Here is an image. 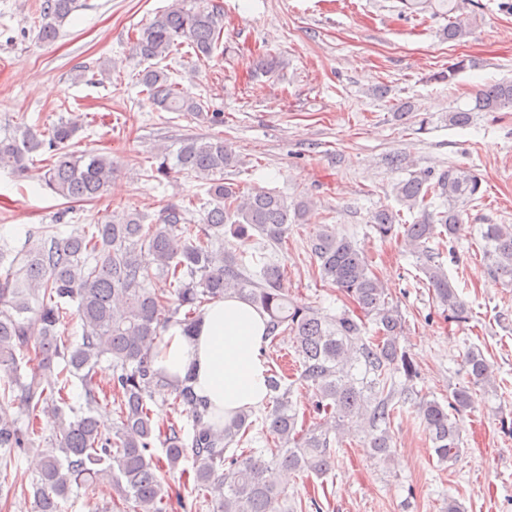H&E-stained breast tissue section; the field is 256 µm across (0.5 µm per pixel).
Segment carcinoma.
I'll return each instance as SVG.
<instances>
[{"label":"carcinoma","mask_w":512,"mask_h":512,"mask_svg":"<svg viewBox=\"0 0 512 512\" xmlns=\"http://www.w3.org/2000/svg\"><path fill=\"white\" fill-rule=\"evenodd\" d=\"M461 0H403L412 12L430 10L448 16L444 34L459 41L471 34L470 19L460 13ZM78 7V0H45L38 37L53 42L60 26ZM222 6L209 0L186 8L173 0L130 42L132 56L148 63L138 73L148 101L165 112H187L213 124L224 123V113H207L201 99L179 88L155 61L186 46L200 60L211 58L220 39L217 18ZM512 107V80L504 79L479 91L470 109L448 112V125L464 127L475 112ZM81 117L45 126H21L0 138V168L17 179L29 177L32 155L45 150L50 159L42 181L52 194L70 203L100 199L112 181V156L79 153L72 139ZM157 164L152 177L169 178L176 171L208 186L209 207L200 220L183 203L165 205L157 221L146 223L133 210L67 236L55 226L28 233L24 246L14 249L0 235V458L7 460L32 448L41 449L38 479L33 483L34 512H61L60 502L73 487L108 480L123 501L136 512H288L286 487L280 476H326L336 460L332 434L356 427L379 459L392 453L391 424L402 394L418 377L410 355L399 345L404 321L386 299L358 243L337 237L323 226L309 236L314 273L329 289H336L360 314L342 310L330 315L292 301L283 286L284 270L264 263L252 270L245 257L224 248V227L242 236L257 232L281 247L289 226L304 224L311 203L302 197L288 201L275 191L247 192L224 181V171L239 159L222 137L188 136L176 152L166 146L152 153ZM482 183L466 168L450 166L435 174L412 172L394 187L401 206L420 218L400 222V212L382 208L371 218L382 240L398 238L415 254L432 298L448 312V319L466 324L472 308L458 294L436 261L440 249L455 242L462 228L463 208L477 200ZM443 200V210L432 199ZM483 262L488 276L512 286V224H489L482 232ZM436 246H431V243ZM151 257V265L143 262ZM168 283L151 288L150 279ZM226 296L243 299L267 316L266 337L275 344L289 336L299 357L297 381L314 391L315 413L323 419L313 425L300 421L290 399L285 376L272 370L268 377L275 408L261 415L240 411L222 428L205 421L207 410L197 398L190 378L168 386L167 399L152 408L153 393L163 380L153 368L161 332L173 324L189 332L201 319L203 307ZM81 322V336L69 334L72 316ZM376 325V336H362L365 320ZM112 363V379L97 382L103 357ZM30 373H20L19 361ZM63 363L55 382L43 384L42 374ZM468 384L451 392L448 405L420 398L417 413L431 450L446 463L459 455L461 428L452 414L472 405L475 390L494 386L493 365L477 346L466 350ZM404 377L403 383L396 376ZM84 387V403L70 398L72 379ZM18 393L28 418L51 412L61 421L59 435L42 442L32 429L10 415L9 395ZM112 401L117 420L106 436L92 412L100 399ZM186 417L181 423L174 415ZM262 425L266 446L245 448L248 434ZM160 443L164 456L152 452ZM192 469L181 470L190 498L172 490L161 478L183 460ZM215 489L217 502L209 498Z\"/></svg>","instance_id":"cac0c4a2"}]
</instances>
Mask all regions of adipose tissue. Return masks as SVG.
<instances>
[{
  "label": "adipose tissue",
  "instance_id": "1",
  "mask_svg": "<svg viewBox=\"0 0 512 512\" xmlns=\"http://www.w3.org/2000/svg\"><path fill=\"white\" fill-rule=\"evenodd\" d=\"M265 321L245 300L227 297L209 304L193 334L171 325L154 367L167 383L191 378L211 422L265 404L269 367Z\"/></svg>",
  "mask_w": 512,
  "mask_h": 512
}]
</instances>
